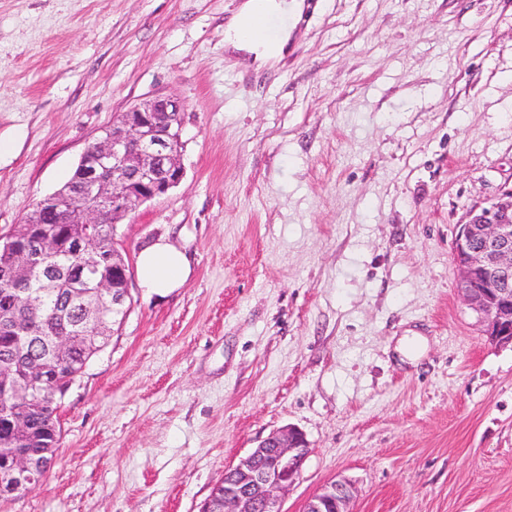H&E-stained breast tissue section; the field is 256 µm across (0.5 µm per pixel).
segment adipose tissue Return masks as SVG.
<instances>
[{"label":"adipose tissue","instance_id":"adipose-tissue-1","mask_svg":"<svg viewBox=\"0 0 512 512\" xmlns=\"http://www.w3.org/2000/svg\"><path fill=\"white\" fill-rule=\"evenodd\" d=\"M303 8V0H246L227 25L224 44L253 52L262 61L279 57L288 45L287 29H280L271 39L249 36L247 30L258 20L288 12L298 15ZM190 273L185 252L163 237L146 244L136 257L138 284L150 295L163 296L182 287Z\"/></svg>","mask_w":512,"mask_h":512}]
</instances>
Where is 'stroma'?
I'll return each mask as SVG.
<instances>
[{
	"instance_id": "stroma-1",
	"label": "stroma",
	"mask_w": 512,
	"mask_h": 512,
	"mask_svg": "<svg viewBox=\"0 0 512 512\" xmlns=\"http://www.w3.org/2000/svg\"><path fill=\"white\" fill-rule=\"evenodd\" d=\"M243 2L0 0V236L118 113L175 95L184 176L115 241L191 264L131 286L54 466L0 512H198L283 427L309 454L282 512L339 478L352 512H512V348L453 260L512 188V0H306L262 66L224 46ZM191 273L186 253L159 237L141 248L136 257L140 288L149 295H166L181 288Z\"/></svg>"
}]
</instances>
